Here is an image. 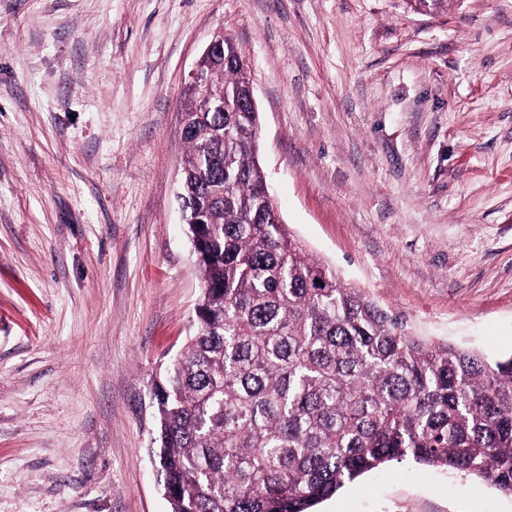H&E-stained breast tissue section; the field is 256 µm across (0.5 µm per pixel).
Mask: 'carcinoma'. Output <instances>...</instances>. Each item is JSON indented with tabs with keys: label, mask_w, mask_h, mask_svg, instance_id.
<instances>
[{
	"label": "carcinoma",
	"mask_w": 512,
	"mask_h": 512,
	"mask_svg": "<svg viewBox=\"0 0 512 512\" xmlns=\"http://www.w3.org/2000/svg\"><path fill=\"white\" fill-rule=\"evenodd\" d=\"M206 77L182 102L179 193L203 296L195 334L156 382L171 512H314L404 461L512 496V356L417 337L312 259L265 197L233 41Z\"/></svg>",
	"instance_id": "cac0c4a2"
}]
</instances>
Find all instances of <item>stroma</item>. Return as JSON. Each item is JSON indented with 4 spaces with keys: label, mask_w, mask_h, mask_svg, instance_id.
I'll return each mask as SVG.
<instances>
[{
    "label": "stroma",
    "mask_w": 512,
    "mask_h": 512,
    "mask_svg": "<svg viewBox=\"0 0 512 512\" xmlns=\"http://www.w3.org/2000/svg\"><path fill=\"white\" fill-rule=\"evenodd\" d=\"M251 70L284 224L410 331L512 353V0H0V512H169L154 383L193 333L181 95ZM316 512H512L391 463Z\"/></svg>",
    "instance_id": "stroma-1"
}]
</instances>
